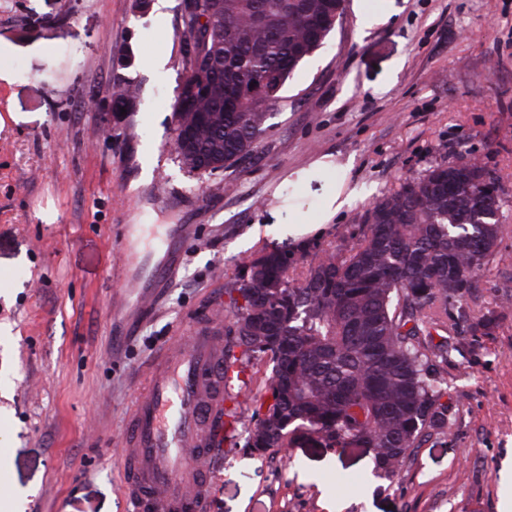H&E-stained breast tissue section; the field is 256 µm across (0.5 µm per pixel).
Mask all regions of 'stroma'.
<instances>
[{"mask_svg": "<svg viewBox=\"0 0 512 512\" xmlns=\"http://www.w3.org/2000/svg\"><path fill=\"white\" fill-rule=\"evenodd\" d=\"M183 8L0 0V512H132L121 437L143 375L280 248L265 226L319 223L302 272L357 241L383 193L474 159L500 187L505 233L469 323L449 327L447 428L392 479L370 448L305 436L257 452L226 430L205 512H512V0H346L252 157L204 176L171 150ZM120 79L139 99L117 118ZM340 178L357 196L322 220ZM238 367L224 406L248 418L270 368Z\"/></svg>", "mask_w": 512, "mask_h": 512, "instance_id": "1", "label": "stroma"}]
</instances>
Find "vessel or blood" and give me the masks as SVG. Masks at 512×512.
Masks as SVG:
<instances>
[{"label": "vessel or blood", "mask_w": 512, "mask_h": 512, "mask_svg": "<svg viewBox=\"0 0 512 512\" xmlns=\"http://www.w3.org/2000/svg\"><path fill=\"white\" fill-rule=\"evenodd\" d=\"M168 348L147 370L123 438L125 492L135 512H204L209 459L224 446V394L238 367L224 356V311Z\"/></svg>", "instance_id": "b4317fda"}]
</instances>
